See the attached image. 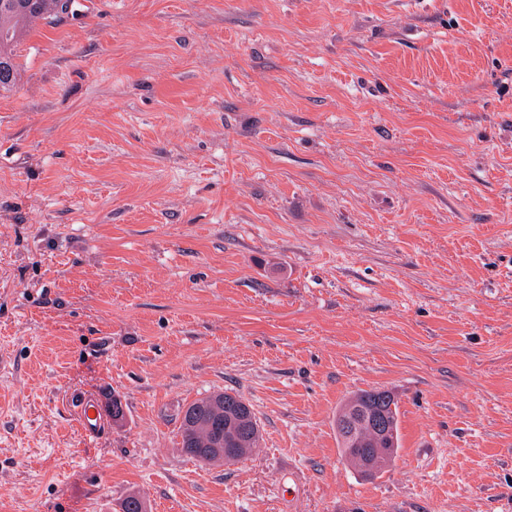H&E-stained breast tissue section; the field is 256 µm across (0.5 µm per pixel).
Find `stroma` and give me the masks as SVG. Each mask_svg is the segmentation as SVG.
<instances>
[{
  "label": "stroma",
  "mask_w": 512,
  "mask_h": 512,
  "mask_svg": "<svg viewBox=\"0 0 512 512\" xmlns=\"http://www.w3.org/2000/svg\"><path fill=\"white\" fill-rule=\"evenodd\" d=\"M18 62L0 512H512V0H73ZM227 388L256 452L189 459ZM370 389L367 478L335 420ZM237 393L218 392L193 401L185 409V421L179 432L183 452L190 458L210 464H228L237 458L226 455L224 448L238 453V459L250 455L259 441L256 415ZM219 443V444H218ZM219 447V448H217ZM211 462L207 458L210 449ZM373 406L386 411L395 432L396 448H399L398 408L394 397L387 391H361L343 404L336 414V433L342 456L357 469L374 454L376 448H390L388 440L357 412L360 408ZM82 426L88 436H93L102 423V412L93 400L84 402L78 410Z\"/></svg>",
  "instance_id": "1"
}]
</instances>
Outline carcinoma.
I'll return each instance as SVG.
<instances>
[{"instance_id": "1", "label": "carcinoma", "mask_w": 512, "mask_h": 512, "mask_svg": "<svg viewBox=\"0 0 512 512\" xmlns=\"http://www.w3.org/2000/svg\"><path fill=\"white\" fill-rule=\"evenodd\" d=\"M72 0H8L0 6V90L15 88L19 81L16 48L38 21L57 24L71 11ZM379 406L387 413L393 431L398 428V408L387 391H361L341 406L336 414V433L342 456L352 466L363 465L376 449L389 447L358 410ZM179 432L183 452L190 458L210 463L212 448H228L243 458L259 441L256 415L234 392H218L193 401L185 409Z\"/></svg>"}]
</instances>
